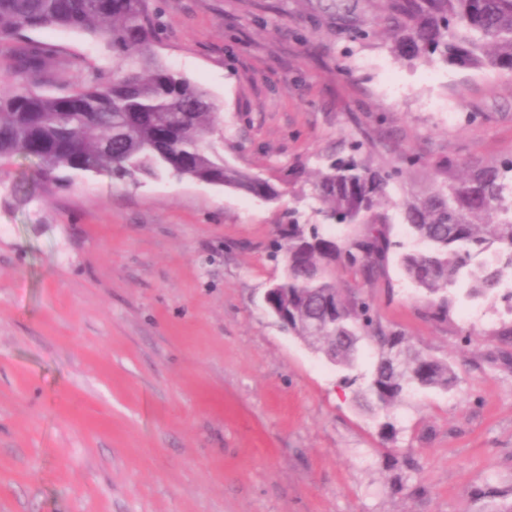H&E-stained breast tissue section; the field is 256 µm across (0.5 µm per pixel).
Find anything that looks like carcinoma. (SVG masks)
Segmentation results:
<instances>
[{"mask_svg":"<svg viewBox=\"0 0 512 512\" xmlns=\"http://www.w3.org/2000/svg\"><path fill=\"white\" fill-rule=\"evenodd\" d=\"M369 24L353 20L351 0L324 6L348 21L354 41L378 30L396 36L410 61L439 57L445 64L512 77V0H380ZM60 30L101 43L105 64L89 67L28 33ZM158 21L148 0H0V163L32 161L42 182L65 170L118 179L184 178L192 173L257 196L274 191L224 164V129L209 93L154 53ZM425 164L403 153L390 169L362 165L355 156L329 159L315 184L320 212L335 224L362 226L337 242L298 222L281 225L276 252L288 258L278 302L288 304L292 329L309 347L340 366L343 386L384 413L383 434L397 433L390 409L410 392L447 391L453 366L404 347L405 336L386 328L372 302L345 294L333 273L367 281L386 274L399 247L386 217L376 211L403 171ZM436 168L455 169L403 203V219L423 248L398 255L399 265L426 292L425 313L445 321L453 294L500 297L512 275V159L481 166L448 157ZM375 351L369 375L356 370L362 345Z\"/></svg>","mask_w":512,"mask_h":512,"instance_id":"cac0c4a2","label":"carcinoma"}]
</instances>
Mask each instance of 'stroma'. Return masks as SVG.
I'll return each mask as SVG.
<instances>
[{
    "label": "stroma",
    "instance_id": "35a3bbf8",
    "mask_svg": "<svg viewBox=\"0 0 512 512\" xmlns=\"http://www.w3.org/2000/svg\"><path fill=\"white\" fill-rule=\"evenodd\" d=\"M155 51L221 112L224 161L280 193L268 202L164 176L36 179L0 166V512H490L512 502V367L498 300L454 298L430 321L390 260L369 298L413 351L452 363L448 392L396 407L397 434L339 369L261 305L282 272L279 225L325 223L326 156L362 164L512 157V81L398 56L389 32L352 42L320 0H153ZM346 59L350 76L336 72ZM471 330L462 342L463 330ZM493 486L495 498L474 499Z\"/></svg>",
    "mask_w": 512,
    "mask_h": 512
}]
</instances>
